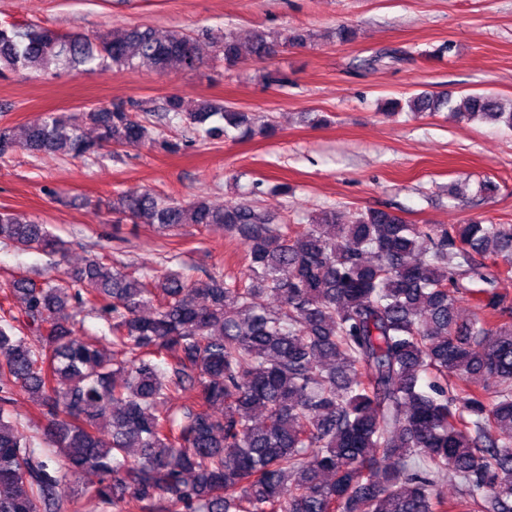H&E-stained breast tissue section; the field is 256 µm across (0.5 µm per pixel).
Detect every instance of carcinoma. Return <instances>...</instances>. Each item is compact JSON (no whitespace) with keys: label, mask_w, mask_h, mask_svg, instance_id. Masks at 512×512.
I'll use <instances>...</instances> for the list:
<instances>
[{"label":"carcinoma","mask_w":512,"mask_h":512,"mask_svg":"<svg viewBox=\"0 0 512 512\" xmlns=\"http://www.w3.org/2000/svg\"><path fill=\"white\" fill-rule=\"evenodd\" d=\"M309 40L257 31L244 46L229 31L215 52L231 70ZM45 61L77 74L205 64L181 31L0 26V74ZM407 106L512 130V106L492 95L423 92ZM172 115L208 137L275 135L260 114L171 94L0 128V157L115 152L155 141L154 123ZM214 117L224 126H206ZM111 209L160 232L220 225L247 245L245 272L187 282L93 255L64 284L1 285L0 512H60L63 480L85 472L103 512H512V299L492 289L512 276V224L419 226L381 209L347 221L330 206L292 226L246 201L214 208L148 189L117 194ZM1 242L65 255L47 225L5 210ZM462 297L482 315L461 320ZM84 312L106 332L76 336ZM17 391L49 447L13 419Z\"/></svg>","instance_id":"carcinoma-1"}]
</instances>
